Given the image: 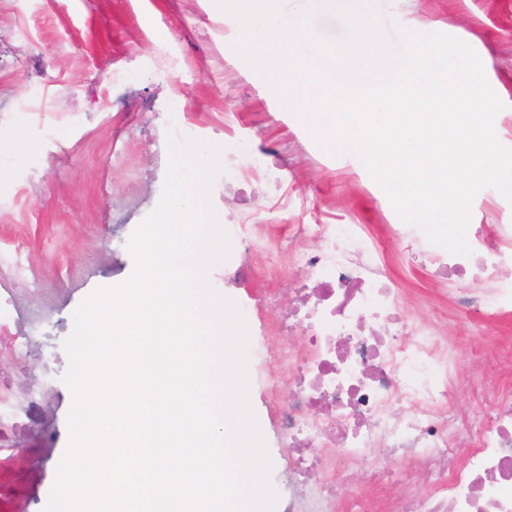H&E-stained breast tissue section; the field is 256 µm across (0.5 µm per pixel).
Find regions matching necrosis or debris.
Here are the masks:
<instances>
[{"label":"necrosis or debris","instance_id":"obj_1","mask_svg":"<svg viewBox=\"0 0 512 512\" xmlns=\"http://www.w3.org/2000/svg\"><path fill=\"white\" fill-rule=\"evenodd\" d=\"M238 238H266L263 271L304 270L306 280L265 307L298 346L273 353L272 396L287 395L281 423L296 488L290 512H512V387L482 392L471 411L449 397L455 357L436 327L417 319L383 256L357 224H241ZM317 250L305 249L309 240ZM470 255L433 253L436 271L475 282L464 309L512 312V225L479 235ZM401 459L405 468H392ZM420 476L426 490L390 487Z\"/></svg>","mask_w":512,"mask_h":512}]
</instances>
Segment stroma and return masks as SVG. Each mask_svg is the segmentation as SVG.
Instances as JSON below:
<instances>
[{
  "instance_id": "35a3bbf8",
  "label": "stroma",
  "mask_w": 512,
  "mask_h": 512,
  "mask_svg": "<svg viewBox=\"0 0 512 512\" xmlns=\"http://www.w3.org/2000/svg\"><path fill=\"white\" fill-rule=\"evenodd\" d=\"M390 42L417 19L448 23L469 39L512 88V0H376ZM184 130L221 144L248 142L264 174L217 176L210 201L227 231L236 225L364 224L384 250L388 272L414 297L418 317L436 321L456 349L457 408L469 409V358L512 338L511 316L469 318L440 311L441 287L421 257L389 239L399 223L387 193L353 156L331 154L294 120L274 112L262 78L224 42V26L200 0H0V137L28 143L0 169V248L20 246L25 278L0 273L9 291V333L29 332L23 359L0 355L10 395L0 410L15 428L0 446V512H43L54 461L69 444L71 390L62 382L63 341L72 315L99 287L135 270L133 232L160 199L167 134ZM476 224H511L512 202L492 187L474 198ZM214 266L209 281L239 307L254 303L270 274L239 278ZM276 315H251L250 402L273 462L279 504L293 492L273 416L268 352L294 347Z\"/></svg>"
}]
</instances>
